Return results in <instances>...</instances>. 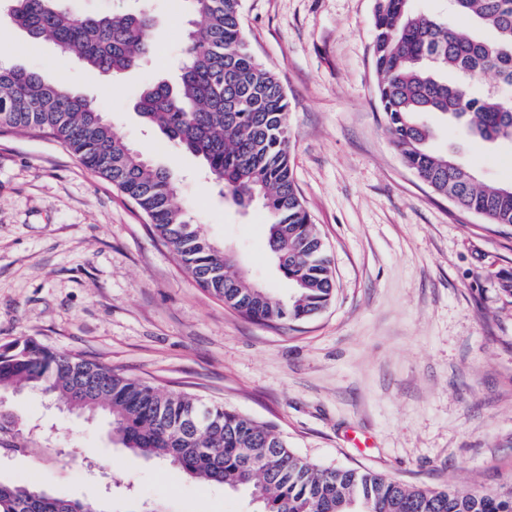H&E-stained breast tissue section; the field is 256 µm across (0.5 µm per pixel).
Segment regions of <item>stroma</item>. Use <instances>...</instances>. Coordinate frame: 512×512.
<instances>
[{"label":"stroma","mask_w":512,"mask_h":512,"mask_svg":"<svg viewBox=\"0 0 512 512\" xmlns=\"http://www.w3.org/2000/svg\"><path fill=\"white\" fill-rule=\"evenodd\" d=\"M84 13L149 10L156 48L121 81L78 61L56 77L95 99L129 144L169 167L179 203L277 295L260 206L239 208L199 160L135 110L176 81L185 0H74ZM375 0H242L245 36L288 98L296 185L332 260L336 292L288 328L253 322L198 286L146 215L40 131L0 129V345L36 337L126 376L196 394L276 427L314 465L382 473L415 488L512 487V225L433 193L404 163L375 96ZM58 50L0 22V63L39 68ZM430 146L486 186L512 184V146L422 117ZM58 454L0 456V474L124 512H254L246 490L184 478L112 445L108 428L25 391L8 401ZM78 445L82 456L67 455Z\"/></svg>","instance_id":"stroma-1"}]
</instances>
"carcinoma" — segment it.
<instances>
[{"instance_id": "carcinoma-1", "label": "carcinoma", "mask_w": 512, "mask_h": 512, "mask_svg": "<svg viewBox=\"0 0 512 512\" xmlns=\"http://www.w3.org/2000/svg\"><path fill=\"white\" fill-rule=\"evenodd\" d=\"M0 11L59 60L73 55L95 75L118 77L155 48L154 21L135 13L86 17L65 0H9ZM192 16L178 83L150 82L137 111L144 122L202 160L219 192L268 214L267 244L292 286L284 298L251 286L176 203L169 169L117 135L93 99L41 70L0 67V128L51 134L88 168L112 182L148 216L161 242L196 283L239 315L286 326L324 309L335 283L325 245L297 190L291 126L277 75L251 53L240 0H187ZM454 11L491 33L457 32L412 7L377 0L374 14L376 96L386 130L404 163L438 195L489 224H512V186L485 187L453 156L430 150L424 113H440L487 142L512 143V99L477 94L487 73L512 86V0H454ZM460 75L455 82L447 74ZM20 386L88 419L107 423L113 444L158 459L189 478L245 488L256 512H512V489L473 494L407 487L381 474L321 469L296 455L267 424L188 393L133 379L81 355L29 337L0 348V395ZM31 438L0 404V455H24ZM0 512H99L35 485L0 477Z\"/></svg>"}]
</instances>
